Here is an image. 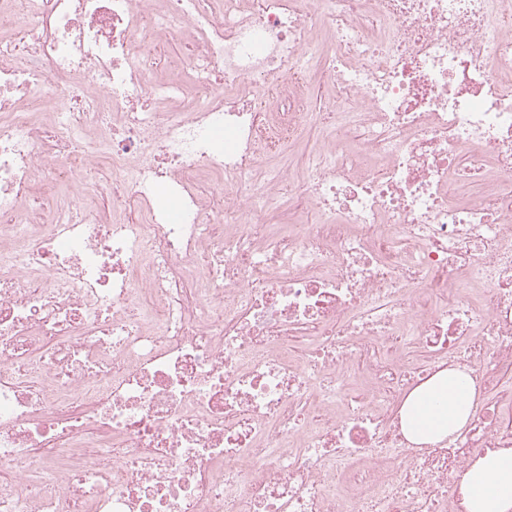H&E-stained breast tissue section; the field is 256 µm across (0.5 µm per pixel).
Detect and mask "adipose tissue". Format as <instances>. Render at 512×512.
I'll return each instance as SVG.
<instances>
[{"label":"adipose tissue","instance_id":"ef3b65f1","mask_svg":"<svg viewBox=\"0 0 512 512\" xmlns=\"http://www.w3.org/2000/svg\"><path fill=\"white\" fill-rule=\"evenodd\" d=\"M475 387L461 370H447L404 400L401 423L416 443H434L467 423ZM466 512H512V451L497 450L473 461L458 489Z\"/></svg>","mask_w":512,"mask_h":512}]
</instances>
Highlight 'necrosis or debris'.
Instances as JSON below:
<instances>
[{
	"mask_svg": "<svg viewBox=\"0 0 512 512\" xmlns=\"http://www.w3.org/2000/svg\"><path fill=\"white\" fill-rule=\"evenodd\" d=\"M499 449L512 0H0V512H465ZM475 397V387L467 373L442 371L403 401L402 427L418 444L441 441L464 427Z\"/></svg>",
	"mask_w": 512,
	"mask_h": 512,
	"instance_id": "necrosis-or-debris-1",
	"label": "necrosis or debris"
}]
</instances>
